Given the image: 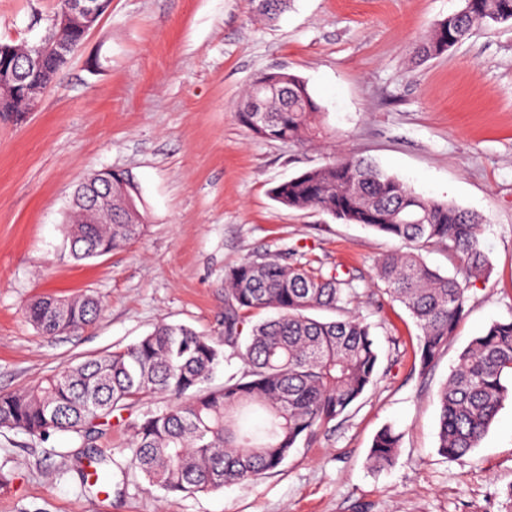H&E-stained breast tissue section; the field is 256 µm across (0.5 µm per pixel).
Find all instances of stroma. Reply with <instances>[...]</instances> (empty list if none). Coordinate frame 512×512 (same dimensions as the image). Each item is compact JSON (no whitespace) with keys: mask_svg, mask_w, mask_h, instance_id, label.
<instances>
[{"mask_svg":"<svg viewBox=\"0 0 512 512\" xmlns=\"http://www.w3.org/2000/svg\"><path fill=\"white\" fill-rule=\"evenodd\" d=\"M463 6L292 0L268 21L251 0H112L36 111L22 122L0 114V393L131 345L163 321L221 337L225 274L287 248L352 279L351 308L372 324L380 355L374 383L311 443L259 479L208 493L168 497L129 469L113 471L102 494L80 483L79 439L0 429V512H512L511 401L470 454L437 452L439 389L474 336L512 317V21L475 27L441 57L413 54ZM56 8L0 0V42L40 41ZM272 71L301 77L322 107L302 140H265L238 120L253 79ZM340 154L483 218L489 273L468 281L465 314L428 371L414 320L376 274L407 244L271 197ZM106 169L133 175L146 230L78 262L65 245L69 201ZM47 294H90L102 311L79 331L47 335L24 316ZM169 402L154 395L103 419L96 448L122 459L129 422ZM388 425L401 445L377 468L369 449Z\"/></svg>","mask_w":512,"mask_h":512,"instance_id":"35a3bbf8","label":"stroma"}]
</instances>
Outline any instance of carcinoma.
I'll return each mask as SVG.
<instances>
[{"instance_id": "cac0c4a2", "label": "carcinoma", "mask_w": 512, "mask_h": 512, "mask_svg": "<svg viewBox=\"0 0 512 512\" xmlns=\"http://www.w3.org/2000/svg\"><path fill=\"white\" fill-rule=\"evenodd\" d=\"M273 20L291 0H253ZM512 20V0H470L464 15L451 14L419 41L414 54L429 59L462 43L478 25ZM65 60L48 55L25 79L31 93L44 91ZM265 87V111H250L251 94ZM29 95L0 99V112L18 121ZM256 136L298 140L320 106L298 76L266 72L252 82L237 109ZM110 179L141 206L139 189L126 171L94 172L73 192L68 220L69 253L77 261L104 256L144 232L146 214L133 218L118 200L112 217L91 209L95 190ZM281 205L317 208L349 224H362L403 243L441 244L460 260L456 275L429 268L415 253L394 252L378 265L391 298L409 310L419 329L421 370L447 346L468 301L463 283L489 271L481 248L482 217L452 202L415 193L373 161L348 155L302 172L272 190ZM356 296L351 281L293 259L283 251L247 260L224 279V339L184 324L162 322L124 349L65 365L18 392L0 394V429L48 438L71 433L96 463L104 486L112 467L132 468L167 496L216 491L277 469L293 449L357 402L376 378L379 354L371 325L347 306ZM270 310L274 316L250 323ZM319 311L339 314L322 319ZM101 312L92 295L44 297L26 309L47 335L76 331ZM238 358L240 372L209 387L215 368ZM170 395L177 402L130 424L128 456L118 462L91 446L98 422L144 397ZM512 398V318L492 323L474 337L438 392V453L456 460L478 447L504 402ZM401 434L391 426L374 437L369 459L376 467L396 458Z\"/></svg>"}]
</instances>
